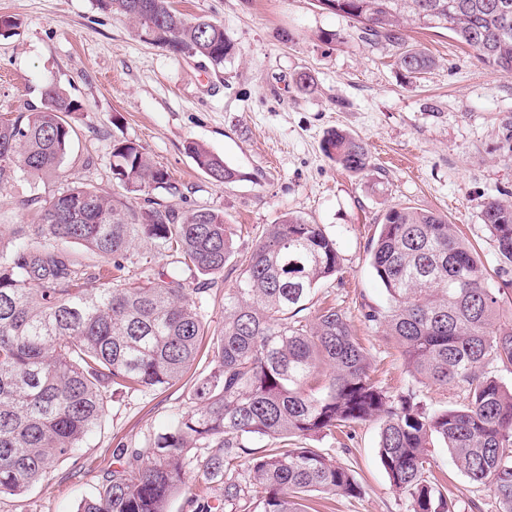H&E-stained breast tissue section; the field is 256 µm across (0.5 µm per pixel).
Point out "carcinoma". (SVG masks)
Masks as SVG:
<instances>
[{
    "label": "carcinoma",
    "mask_w": 512,
    "mask_h": 512,
    "mask_svg": "<svg viewBox=\"0 0 512 512\" xmlns=\"http://www.w3.org/2000/svg\"><path fill=\"white\" fill-rule=\"evenodd\" d=\"M138 36L215 69L234 53L224 26L187 18L170 0H97ZM332 13L369 43L395 50L416 78L433 66L406 44L401 26L445 32L485 66L512 76V0H332ZM43 106L0 117V190L21 176L62 174L75 135L67 117L79 106L54 82ZM323 150L353 176L372 168L363 138L327 134ZM186 151L218 183L237 173L205 145ZM110 195L80 184L34 197L37 222L11 224L0 249V494L22 495L57 466L82 468V448L121 395L174 385L192 368L206 331L205 307L236 252L224 213L160 206L153 194L179 189L133 141L112 148ZM481 220L500 262L512 263V201L489 199ZM167 252L193 273L154 271L156 255L135 262L147 283H130L136 241ZM88 254L80 258L65 244ZM367 252L388 305L364 304L365 322L402 356L419 384L464 395L431 407L412 387L388 391L371 376V355L346 311L328 304L303 315L318 285L342 269L322 225L286 212L244 248L240 278L224 292V328L210 337V371L195 379L192 409L176 415L147 448H116L95 493L77 512H168L169 500L201 472L218 486L222 512H310L316 493L358 498L353 470L303 445L338 429L379 423L378 455L411 512H457L431 478L428 449L439 442L456 468L486 487L495 512H512V321L486 266L448 218L393 206ZM277 446L256 456L248 444Z\"/></svg>",
    "instance_id": "1"
}]
</instances>
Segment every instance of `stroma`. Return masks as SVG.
Returning a JSON list of instances; mask_svg holds the SVG:
<instances>
[{"label": "stroma", "mask_w": 512, "mask_h": 512, "mask_svg": "<svg viewBox=\"0 0 512 512\" xmlns=\"http://www.w3.org/2000/svg\"><path fill=\"white\" fill-rule=\"evenodd\" d=\"M189 16L221 22L236 52L221 72L199 57L147 44L95 0H0V15L15 18L0 37V115L41 107L48 81L80 105L70 121L77 132L62 178L38 185L20 179L0 192V225L32 223L26 205L76 184L112 191V145H141L180 187L157 202L222 211L237 248L250 246L292 212L322 225L343 258L338 277L321 283L307 311L321 303L347 311L379 368L385 388L411 384L403 360L364 323L361 304L385 295L369 265L368 241L382 214L400 204L447 216L475 245L491 284L512 281V264L498 261L480 219L487 200L512 201V76L478 61L447 34L405 28L407 44L435 59L419 79L398 70L391 46L369 45L348 18L314 0H172ZM308 73L311 93L295 79ZM346 130L369 145L372 171L353 176L322 150L327 132ZM196 141L238 173L220 184L185 151ZM193 377L165 389L136 392L108 404L100 430L82 449L83 469L71 476L60 464L52 480L27 493L0 494V512H76L91 496L112 451L149 447L171 419L191 408ZM378 426L356 427L346 445L317 441L347 465L363 488L358 498L323 500L319 512H409L389 485L378 456ZM432 474L456 499L459 512H495L490 492L452 464L447 449L429 452Z\"/></svg>", "instance_id": "obj_1"}]
</instances>
